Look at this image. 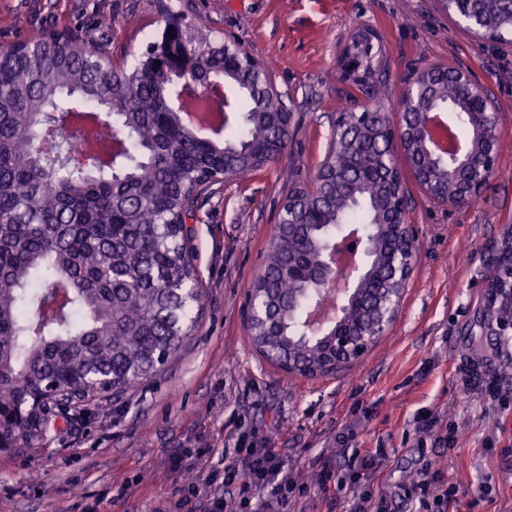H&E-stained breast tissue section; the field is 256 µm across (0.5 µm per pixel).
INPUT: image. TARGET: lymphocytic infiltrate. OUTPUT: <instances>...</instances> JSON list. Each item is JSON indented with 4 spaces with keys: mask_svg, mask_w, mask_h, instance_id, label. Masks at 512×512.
<instances>
[{
    "mask_svg": "<svg viewBox=\"0 0 512 512\" xmlns=\"http://www.w3.org/2000/svg\"><path fill=\"white\" fill-rule=\"evenodd\" d=\"M386 462L384 449L371 448L353 458L348 477H335L325 466L318 483L335 484L348 496L351 512H385L386 495L374 488L372 477ZM421 485L427 492L425 512H448L458 501V490L448 484L439 463L427 464ZM189 487L190 498L160 502L154 512H187L191 497L199 495L207 499V512H285L289 501L310 491L301 472L288 467L276 449L245 438L236 439L233 450L225 452L223 472H197Z\"/></svg>",
    "mask_w": 512,
    "mask_h": 512,
    "instance_id": "1",
    "label": "lymphocytic infiltrate"
}]
</instances>
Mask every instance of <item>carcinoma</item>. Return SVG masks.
Segmentation results:
<instances>
[{"label":"carcinoma","instance_id":"carcinoma-1","mask_svg":"<svg viewBox=\"0 0 512 512\" xmlns=\"http://www.w3.org/2000/svg\"><path fill=\"white\" fill-rule=\"evenodd\" d=\"M499 38L512 34V0H486ZM104 39L63 30L14 43L0 56V432L30 448L55 408L136 385L180 351L201 310V289L186 246L197 193L224 174L257 172L288 147L281 96L271 73L227 68L224 50L199 45L198 58L223 93V121L209 133L181 118L190 93L178 76L148 65L112 64ZM435 110H465L461 88L441 81ZM108 113L98 136L122 147L94 166L65 136L71 116ZM340 115L363 131L387 120L375 105ZM388 145L365 138L331 151V180L299 212L283 203L265 269L255 288L262 320L257 350L279 366L317 365L331 332L306 330L308 309L327 298L296 262H319L339 226L356 225L377 243L363 288L376 287L391 250L381 171Z\"/></svg>","mask_w":512,"mask_h":512}]
</instances>
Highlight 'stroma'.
Instances as JSON below:
<instances>
[{"instance_id": "obj_1", "label": "stroma", "mask_w": 512, "mask_h": 512, "mask_svg": "<svg viewBox=\"0 0 512 512\" xmlns=\"http://www.w3.org/2000/svg\"><path fill=\"white\" fill-rule=\"evenodd\" d=\"M186 35L240 44L274 65L291 110L284 155L265 170L199 195L186 240L203 290L198 325L158 373L117 396L74 401L33 449L0 451V512H152L188 492V469H223L238 436H255L311 480L288 512H349L336 489L314 480L319 462L345 473L366 448L386 449L374 482L391 512H417L405 489L428 461L444 465L463 501L479 484L492 500L472 512H512V331L487 304L499 250L512 240V36L489 41L455 28L436 0H0V45L36 40L54 28L86 31L114 19L108 50L128 67L157 40L167 16ZM371 30L377 84L341 76L343 53ZM436 62L463 65L499 105V171L477 202L447 208L405 182L417 257L396 321L362 360L317 377L285 372L254 348L249 294L267 257L270 230L289 184H309L327 153L336 104L381 97L394 112L400 79ZM489 354L507 406L463 381L462 362ZM433 414L434 432L417 414ZM455 432L454 445L440 435ZM180 458L182 470L171 468Z\"/></svg>"}]
</instances>
